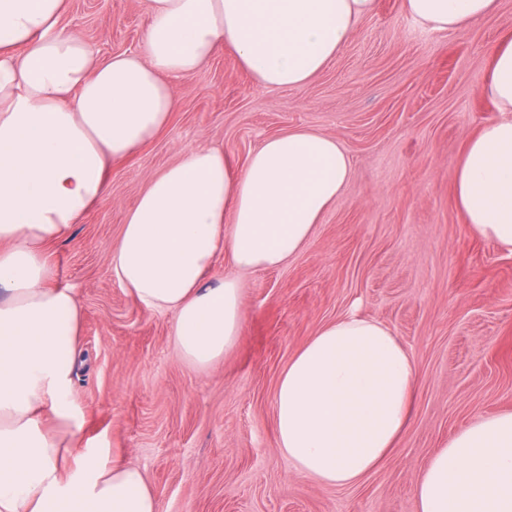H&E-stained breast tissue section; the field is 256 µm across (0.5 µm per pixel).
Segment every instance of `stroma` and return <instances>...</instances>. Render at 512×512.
<instances>
[{
	"instance_id": "1",
	"label": "stroma",
	"mask_w": 512,
	"mask_h": 512,
	"mask_svg": "<svg viewBox=\"0 0 512 512\" xmlns=\"http://www.w3.org/2000/svg\"><path fill=\"white\" fill-rule=\"evenodd\" d=\"M148 22L146 0H67L62 18L103 57L140 51ZM508 33L512 0L460 34L422 26L402 0H377L300 89L260 87L218 52L177 85L166 129L112 167L109 201L48 245L82 308L72 399L83 435L146 473L159 512H414L434 452L476 416L512 411V253L470 233L453 191L467 139L498 117L479 80ZM294 128L336 137L350 183L287 266L243 272L217 258L207 282L237 279L243 329L222 360L196 368L173 347L172 313L121 288L112 244L149 177L182 151L219 146L240 169L264 139ZM351 311L389 327L418 378L412 423L390 458L336 488L281 454L274 392L292 355Z\"/></svg>"
}]
</instances>
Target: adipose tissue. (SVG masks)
<instances>
[{"label": "adipose tissue", "mask_w": 512, "mask_h": 512, "mask_svg": "<svg viewBox=\"0 0 512 512\" xmlns=\"http://www.w3.org/2000/svg\"><path fill=\"white\" fill-rule=\"evenodd\" d=\"M498 0H403L415 21L458 33ZM65 0H0V512H159L145 472L81 440L72 398L81 309L47 244L109 198L106 174L169 123L173 83L221 50L258 86L300 88L346 46L376 0H147L141 51L95 54L61 29ZM482 89L500 117L469 138L454 193L468 230L512 253V36ZM352 160L335 137L297 128L234 169L189 148L151 176L112 245L110 268L141 305L173 312V343L208 367L242 329L241 270L286 266L340 199ZM417 366L383 323L351 312L311 336L274 395L277 446L297 470L350 487L407 431ZM415 512H512V412L477 416L430 458Z\"/></svg>", "instance_id": "1"}]
</instances>
